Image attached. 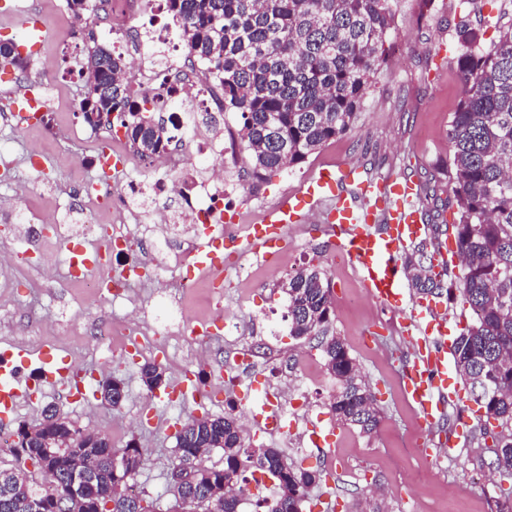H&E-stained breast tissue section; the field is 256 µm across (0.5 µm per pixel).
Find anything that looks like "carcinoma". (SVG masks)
<instances>
[{
  "mask_svg": "<svg viewBox=\"0 0 512 512\" xmlns=\"http://www.w3.org/2000/svg\"><path fill=\"white\" fill-rule=\"evenodd\" d=\"M182 24L189 52L204 59L224 87V111L240 114L241 151L252 180H268L284 168L305 162L327 141L354 129L358 112L376 79L386 71L396 34L392 0H166ZM78 18L100 9L96 0H67ZM485 29L455 28L461 46L455 70L461 99L448 122V160L442 174L454 184L448 207L455 220L446 225L464 265L455 288L446 269L435 271L434 252L420 243L405 256L414 271L412 288L423 297L448 294L473 319L457 337L453 356L466 388V400L483 411V434L493 440V465L512 479V27L496 40ZM86 53L78 63L85 123L94 113H114L133 151L155 154L167 134L161 122L145 115L125 92L128 63L84 36ZM288 295L290 335L317 341L328 373L336 379L329 410L336 421L367 436L380 424L369 384L360 375L345 341L335 333L332 292L321 266L305 265L281 285ZM141 378L148 390L166 382V369L145 362ZM113 378L98 382L103 401L117 407L124 395L111 393ZM14 454L17 464L0 469V512H53L55 501L70 493L66 475L88 464L77 491V512H114L104 493L125 485L127 451L143 461L142 449L129 444L121 453L110 439L82 429L65 416H46L21 425ZM177 461H198L224 451V466H197L194 482L174 492L189 508L208 512L207 495L225 489L224 512H238L236 488L244 473L260 470L277 478L279 512H303L309 490L321 473L296 467L277 448H245L242 430L230 416L189 419L176 432ZM31 464L45 477L35 484Z\"/></svg>",
  "mask_w": 512,
  "mask_h": 512,
  "instance_id": "1",
  "label": "carcinoma"
}]
</instances>
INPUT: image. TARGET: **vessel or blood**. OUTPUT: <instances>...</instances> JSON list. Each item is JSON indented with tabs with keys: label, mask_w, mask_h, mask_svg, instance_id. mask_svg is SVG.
I'll return each instance as SVG.
<instances>
[{
	"label": "vessel or blood",
	"mask_w": 512,
	"mask_h": 512,
	"mask_svg": "<svg viewBox=\"0 0 512 512\" xmlns=\"http://www.w3.org/2000/svg\"><path fill=\"white\" fill-rule=\"evenodd\" d=\"M415 185L402 176L386 179H360L353 168H324L307 180L300 191L288 195L279 208L268 214L265 226L245 243L246 252L270 255L286 236L289 225L303 219L306 207L328 201L325 213L327 233L337 247L357 265L360 281L370 296L380 303L397 307L404 297L403 249L426 236L424 224L414 203ZM202 265L215 271L224 269V252L219 239L206 237L199 247ZM416 323L419 353L408 367L404 390L425 425L441 417L449 399L458 396L448 380V321L428 302ZM15 352L0 358V421L8 420L27 394L12 369ZM175 388L184 404L199 405L204 395L191 376L177 380Z\"/></svg>",
	"instance_id": "obj_1"
}]
</instances>
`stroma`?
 Instances as JSON below:
<instances>
[{"mask_svg":"<svg viewBox=\"0 0 512 512\" xmlns=\"http://www.w3.org/2000/svg\"><path fill=\"white\" fill-rule=\"evenodd\" d=\"M394 9L397 49L389 58V74L378 80L366 98L354 130L267 182L246 181L245 205L298 191L320 168L354 165L368 178L402 174L411 179L422 190L416 204L425 224L453 220L452 211L440 209L451 196L452 186L438 168L448 157V119L460 95L453 77L460 45L450 31L462 16L454 9L453 0H435L434 11L427 14L422 11V0H394ZM32 14L41 16L44 26L42 38L35 44L27 41L21 24ZM3 40L20 45L23 57L30 62L28 73L53 77L48 94L56 102V112L50 115L49 123L57 128L58 140L47 149L59 169L49 175L51 195L27 198L29 212L45 219L34 237L16 240L10 220L0 217V256L19 257L10 287L0 288V349L14 343L35 354L47 351L55 359L94 371L100 379L110 368L90 332L97 323L123 315L125 302L110 304L90 298L86 289L57 270L46 279L40 274L48 225L73 224L82 204L79 189L62 171L77 153L71 131L83 125L75 106L82 98V87L74 67L76 58L85 53V43L79 34L63 35L48 0H0ZM40 141V133L26 129L0 137V150L9 155L13 167L11 179L0 180V199L15 196L18 185L34 179L26 158ZM324 224V209L316 207L302 222L291 226L282 255L300 252L297 264L301 267L311 261L329 266L339 252L325 234ZM277 265V260H270L262 272L261 289L252 306L255 317L247 321L243 339L259 361L246 380L261 389L293 377L298 352L316 350L314 342L289 334L288 297L281 288L287 276ZM329 279L335 304L333 326L375 394L381 425L374 435L367 436L337 424L328 408L329 391L324 388L314 395L312 414L315 424L330 430V448L310 447L298 454L294 441L264 436V444L281 449L289 461L325 473V482L310 490L303 512H497L501 479L491 469L494 454L473 412L459 401H450L445 417L428 428L418 410L400 395L399 373L415 356V342L404 323L419 313L420 297L409 287L401 307L391 308L367 296L360 305L343 309L339 302L360 287L359 275L339 270ZM213 291V286L205 284L188 292L168 291L157 285L130 294L131 299L138 300L157 293V300L144 310L142 319L169 340L170 348L165 354L153 353L152 359L164 365L171 382L185 372L200 374L199 384L209 393L201 405L184 408L170 401L167 388L147 390L140 374L144 359L134 353L127 355L121 366L125 397L116 408L92 391L87 403L72 410L64 399L65 388L44 381L39 359L35 357L26 365L32 399L20 411L27 422L39 421L43 408L53 405L88 430L109 435L115 450L136 443L143 450L144 462L134 482L155 500L157 512H183L168 484L177 456L176 431L189 418L221 416L240 403L223 383L211 377L213 371L231 368L235 347L215 337L206 349H199L187 339L190 322L166 315L171 307L202 310ZM156 414L165 417L166 426L152 425ZM454 434L460 441L453 456L426 461L418 455L419 444L444 448Z\"/></svg>","mask_w":512,"mask_h":512,"instance_id":"obj_1","label":"stroma"}]
</instances>
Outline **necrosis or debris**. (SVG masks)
<instances>
[{
  "instance_id": "necrosis-or-debris-1",
  "label": "necrosis or debris",
  "mask_w": 512,
  "mask_h": 512,
  "mask_svg": "<svg viewBox=\"0 0 512 512\" xmlns=\"http://www.w3.org/2000/svg\"><path fill=\"white\" fill-rule=\"evenodd\" d=\"M154 16L155 21L145 28L137 40H130L127 19L133 11ZM102 23L112 38V49L127 57L132 65L125 86L132 97L150 101L166 112L167 135L170 140L184 143L183 152L162 148L149 159L152 170L150 182L137 180L131 174L134 163L126 139L118 133L102 135L100 130L84 127L75 139L80 152L90 154L98 163L103 176L88 181L82 163L67 170V177L82 192L84 209L97 207L101 200L111 199L112 221L110 234L103 235L95 224H74L57 231L51 239L52 252L69 260L77 246L96 247L106 244L108 251L128 252L134 248L129 226L140 217L134 199L153 198L171 192L183 200L179 213L153 211L151 221L162 230L171 232L175 241L161 257L164 270L171 274L175 287L189 289L196 282V244L211 227H219L225 236L244 239L261 224L245 218L228 222L224 219V197L233 189L228 178L230 169H242L243 161L237 151L238 131L230 122L212 124V115L223 113L222 88L206 64L190 54L181 39L170 29L174 20L169 16L165 0H104ZM26 110L14 106L0 108V128L16 130L31 124H42V116L51 104L42 85H29L25 91ZM76 283L100 300L124 297L145 284L141 265L126 262L121 269L103 266L91 275H79ZM141 306L132 313L112 319L105 332L97 336L98 344L111 349L113 356L129 353L140 355L154 352L157 339L139 326ZM271 408L276 414L275 434L296 437L298 442L317 444V434L299 433L297 424L306 419L308 402L302 389L274 392Z\"/></svg>"
}]
</instances>
